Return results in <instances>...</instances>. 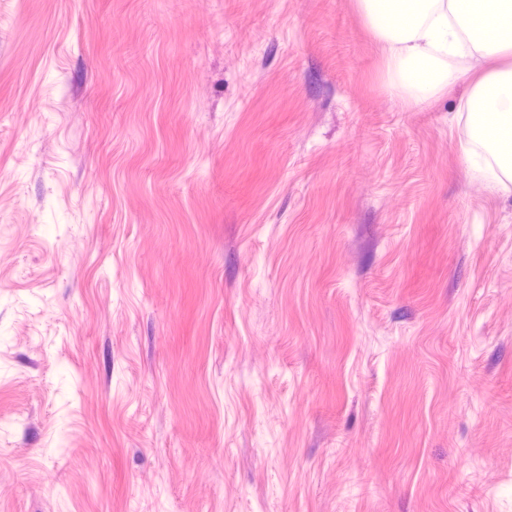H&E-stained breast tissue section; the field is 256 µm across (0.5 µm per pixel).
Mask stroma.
Listing matches in <instances>:
<instances>
[{"label":"stroma","mask_w":512,"mask_h":512,"mask_svg":"<svg viewBox=\"0 0 512 512\" xmlns=\"http://www.w3.org/2000/svg\"><path fill=\"white\" fill-rule=\"evenodd\" d=\"M355 0H0V512H512V193Z\"/></svg>","instance_id":"35a3bbf8"}]
</instances>
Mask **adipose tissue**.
<instances>
[{"label":"adipose tissue","instance_id":"1","mask_svg":"<svg viewBox=\"0 0 512 512\" xmlns=\"http://www.w3.org/2000/svg\"><path fill=\"white\" fill-rule=\"evenodd\" d=\"M380 45L388 93L410 106L468 80L462 150L487 189L512 192V0H356Z\"/></svg>","mask_w":512,"mask_h":512}]
</instances>
